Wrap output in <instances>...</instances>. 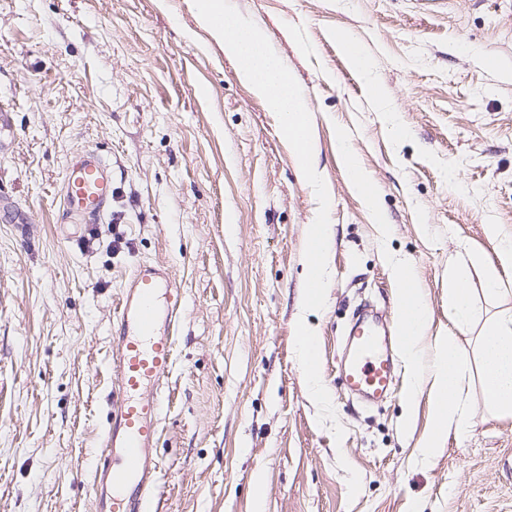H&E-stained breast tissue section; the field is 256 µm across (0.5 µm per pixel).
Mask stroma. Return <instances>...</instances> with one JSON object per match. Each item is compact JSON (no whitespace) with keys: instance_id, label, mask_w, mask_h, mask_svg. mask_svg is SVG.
I'll return each mask as SVG.
<instances>
[{"instance_id":"35a3bbf8","label":"stroma","mask_w":512,"mask_h":512,"mask_svg":"<svg viewBox=\"0 0 512 512\" xmlns=\"http://www.w3.org/2000/svg\"><path fill=\"white\" fill-rule=\"evenodd\" d=\"M307 93L330 201L323 304L303 310L320 201L270 112L200 26L191 0H0V512H92L110 417L112 319L144 261L182 298L156 444L161 512H512V415L478 366L470 417L431 458L426 394L398 356L394 394L363 408L340 375L356 309L399 321L412 266L428 339L468 357L512 309L485 234L512 237V0H234ZM365 54L354 67L342 43ZM112 162L102 222L65 239L67 160ZM367 173L368 204L344 154ZM469 270L476 316L452 333L448 275ZM316 330L315 398L297 354Z\"/></svg>"}]
</instances>
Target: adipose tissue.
<instances>
[{
    "mask_svg": "<svg viewBox=\"0 0 512 512\" xmlns=\"http://www.w3.org/2000/svg\"><path fill=\"white\" fill-rule=\"evenodd\" d=\"M197 18L224 46V53L235 61L238 79L262 98L279 117L308 180H315V140L305 92L289 74L278 54L267 44L257 26L241 17L233 0H196ZM330 229L326 222L312 225L308 238L309 267L305 306L316 305L326 274V256L330 249ZM401 288V343L415 368L417 379L429 382L428 402L434 425L420 451L428 458L448 433H465L470 419L457 401L459 381L469 360L452 342L440 340L426 350L423 335L428 309L419 292L409 265L399 268ZM479 362L483 390L493 411L512 415V311L495 314L481 335Z\"/></svg>",
    "mask_w": 512,
    "mask_h": 512,
    "instance_id": "1",
    "label": "adipose tissue"
}]
</instances>
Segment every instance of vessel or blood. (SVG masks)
Returning a JSON list of instances; mask_svg holds the SVG:
<instances>
[{
  "label": "vessel or blood",
  "instance_id": "1",
  "mask_svg": "<svg viewBox=\"0 0 512 512\" xmlns=\"http://www.w3.org/2000/svg\"><path fill=\"white\" fill-rule=\"evenodd\" d=\"M60 192L68 223L100 221L113 196L110 160L91 149L76 153L65 165ZM180 306L175 275L165 265L139 264L121 292L112 326L117 358L110 421L90 476L95 512H148L161 495L154 445ZM341 378L351 393L371 401L391 393L394 355L388 343L369 331L348 344Z\"/></svg>",
  "mask_w": 512,
  "mask_h": 512
}]
</instances>
